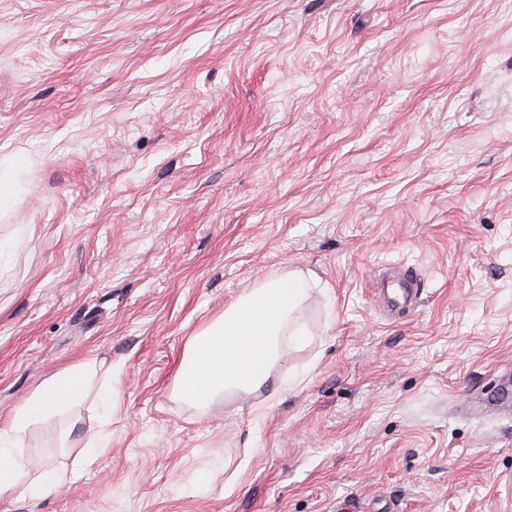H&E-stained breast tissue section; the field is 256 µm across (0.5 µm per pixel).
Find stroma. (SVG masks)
Listing matches in <instances>:
<instances>
[{"instance_id": "stroma-1", "label": "stroma", "mask_w": 512, "mask_h": 512, "mask_svg": "<svg viewBox=\"0 0 512 512\" xmlns=\"http://www.w3.org/2000/svg\"><path fill=\"white\" fill-rule=\"evenodd\" d=\"M4 156L0 428L76 364L114 407L32 424L29 480L109 446L0 512H512V418L462 411L512 368V0H0ZM293 269L330 289L303 381L181 401L192 336ZM21 171L18 160L1 158L0 160V213L9 209L12 203L10 188ZM405 288L402 293L389 292L388 288H379L378 294L387 303V305L394 309L413 308L417 302L419 295V285L414 276L409 275L404 281Z\"/></svg>"}]
</instances>
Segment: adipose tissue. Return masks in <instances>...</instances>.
I'll return each mask as SVG.
<instances>
[{
    "label": "adipose tissue",
    "mask_w": 512,
    "mask_h": 512,
    "mask_svg": "<svg viewBox=\"0 0 512 512\" xmlns=\"http://www.w3.org/2000/svg\"><path fill=\"white\" fill-rule=\"evenodd\" d=\"M87 365H74L48 373L26 402L14 413L9 428L0 429V500L21 493L33 498L44 496L58 485L74 483L80 467L49 469L31 482H23L25 460L21 440L27 428L52 418L64 407L79 401L88 382Z\"/></svg>",
    "instance_id": "1"
}]
</instances>
